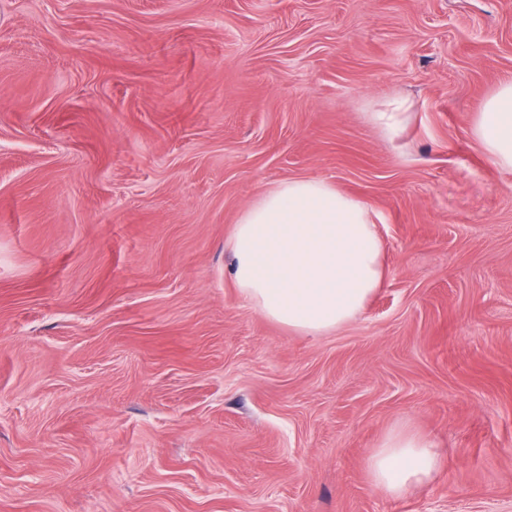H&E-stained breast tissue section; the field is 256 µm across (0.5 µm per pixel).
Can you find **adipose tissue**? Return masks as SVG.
Instances as JSON below:
<instances>
[{"mask_svg":"<svg viewBox=\"0 0 512 512\" xmlns=\"http://www.w3.org/2000/svg\"><path fill=\"white\" fill-rule=\"evenodd\" d=\"M408 99L377 102L371 123L401 137ZM494 165L512 170V82L485 101L473 128ZM236 287L269 319L322 335L353 321L384 285L381 240L370 208L324 180L291 179L246 207L228 240ZM439 456L422 435L400 429L370 454L373 486L397 497L428 482Z\"/></svg>","mask_w":512,"mask_h":512,"instance_id":"adipose-tissue-1","label":"adipose tissue"}]
</instances>
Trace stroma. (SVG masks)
I'll use <instances>...</instances> for the list:
<instances>
[{"label": "stroma", "mask_w": 512, "mask_h": 512, "mask_svg": "<svg viewBox=\"0 0 512 512\" xmlns=\"http://www.w3.org/2000/svg\"><path fill=\"white\" fill-rule=\"evenodd\" d=\"M508 81L512 0H0V512H512V172L472 136ZM298 178L384 245L320 336L227 249ZM402 426L442 463L391 497ZM411 109L409 100L401 96H389L377 102L368 112L371 123L389 140L401 137L405 128L406 113ZM438 465L439 456L434 445L422 435L406 429L387 435L367 461L373 486L393 497L428 482Z\"/></svg>", "instance_id": "1"}]
</instances>
